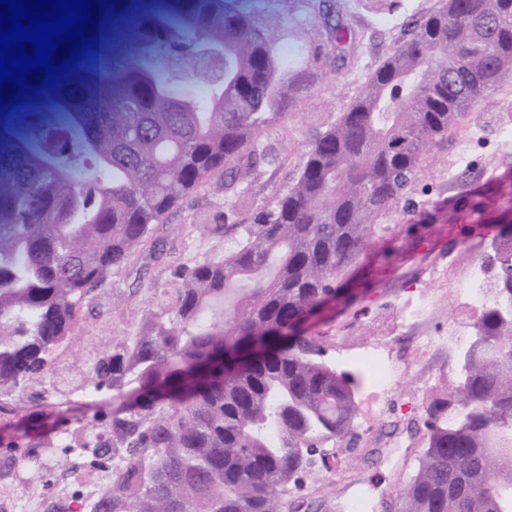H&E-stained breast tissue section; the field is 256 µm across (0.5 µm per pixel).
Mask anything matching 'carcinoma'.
<instances>
[{
	"label": "carcinoma",
	"mask_w": 512,
	"mask_h": 512,
	"mask_svg": "<svg viewBox=\"0 0 512 512\" xmlns=\"http://www.w3.org/2000/svg\"><path fill=\"white\" fill-rule=\"evenodd\" d=\"M138 16L143 46L87 101L48 87L58 121L0 146V412L38 382L112 272L143 249L198 188L224 199L273 161L259 148L279 116L274 35L257 0H162ZM345 59L356 32L329 0H305ZM409 37L310 145L297 182L248 224L227 206L209 232L234 236L222 258L171 270L176 302L99 357L79 390L97 411L59 439L100 467L124 466L90 512H298L315 468L353 465L361 377L321 359L304 320L349 298L364 267L418 243L412 215L422 164L512 73V0H437ZM487 295L458 385L425 406V447L400 512H512V176L443 205L471 223L495 203Z\"/></svg>",
	"instance_id": "cac0c4a2"
}]
</instances>
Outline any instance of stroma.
<instances>
[{
    "mask_svg": "<svg viewBox=\"0 0 512 512\" xmlns=\"http://www.w3.org/2000/svg\"><path fill=\"white\" fill-rule=\"evenodd\" d=\"M345 2L361 38L348 61L334 72L315 60L327 41L325 28L315 29L313 45L289 40L284 33L293 12L291 0H267L265 23L281 34L277 55L284 69L305 78L308 87L292 101L280 102L283 119L261 138L277 158L251 176L245 197L234 200L241 223H249L256 209L296 181L310 143L335 123L359 85L404 39V21L417 18L426 5V0H391L389 11L368 16L360 12L358 0ZM510 111L512 79L479 101L423 165L413 192L419 213L459 200L493 177L512 175V146H504L502 138L504 115ZM225 204L223 180L200 187L156 231L154 238L164 255L150 267L141 287L132 288L131 283L145 262L142 252L112 276L97 303L80 309L70 336L55 351L50 374L13 394L12 412L0 414V467L8 473L0 478V493L13 495V512H52L57 503L73 510L80 495L111 485L110 470L91 465L84 456L19 440L16 429L30 424L47 434L83 425L85 407L77 400L64 401L68 380L138 331L149 313L171 305L174 265L223 256L232 236L206 234L201 227L211 223ZM494 232L491 223L484 224L479 236L438 225L431 237L356 291L349 307H336L311 323L312 335L322 339L324 360L365 374L366 355L376 349L391 377L381 385L365 374L358 391L361 439L355 449L356 465L310 473L308 505L302 512H351L350 505L358 498L368 502L369 512H397L398 497L424 446L411 422L413 412L456 382L457 355L481 310L469 302L467 290L477 282L480 257ZM34 452L43 462L38 470L28 459Z\"/></svg>",
    "mask_w": 512,
    "mask_h": 512,
    "instance_id": "1",
    "label": "stroma"
}]
</instances>
